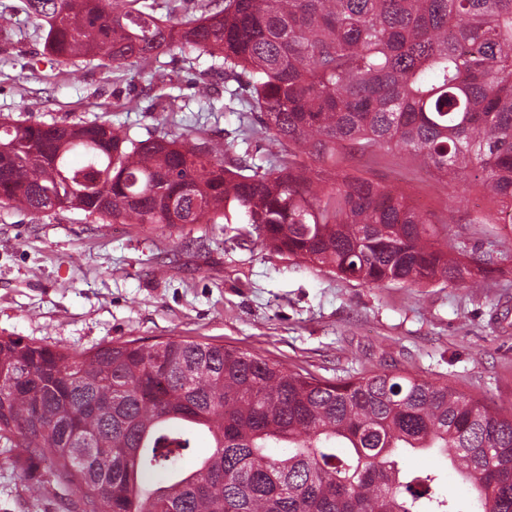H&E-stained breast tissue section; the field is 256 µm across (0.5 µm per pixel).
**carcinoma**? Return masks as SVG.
I'll return each instance as SVG.
<instances>
[{"instance_id": "carcinoma-1", "label": "carcinoma", "mask_w": 512, "mask_h": 512, "mask_svg": "<svg viewBox=\"0 0 512 512\" xmlns=\"http://www.w3.org/2000/svg\"><path fill=\"white\" fill-rule=\"evenodd\" d=\"M21 2L57 58L209 56L274 162H226L200 131L1 119V203L121 224L242 214L272 250L371 286L474 282L493 263L346 162L402 152L448 185L471 179L512 224V0H228L175 23L139 0ZM203 433L209 454L187 461ZM0 439L23 482L74 492L64 512H461L439 472L404 468L418 451L447 459L476 512H512V412L204 341L71 352L0 336Z\"/></svg>"}]
</instances>
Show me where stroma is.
Returning a JSON list of instances; mask_svg holds the SVG:
<instances>
[{
  "instance_id": "stroma-1",
  "label": "stroma",
  "mask_w": 512,
  "mask_h": 512,
  "mask_svg": "<svg viewBox=\"0 0 512 512\" xmlns=\"http://www.w3.org/2000/svg\"><path fill=\"white\" fill-rule=\"evenodd\" d=\"M19 6L0 0V11L14 13L0 29V118L105 121L144 139L169 117L170 135L198 127L229 156L247 151L264 163L263 141L244 140L239 103L222 76L207 73L208 58L175 50L135 68L62 61ZM203 86L213 105L198 102ZM370 176L400 185L463 249L493 255V272L474 286L372 287L266 248L244 224L147 227L0 205V336L77 351L178 336L324 379L387 372L445 381L512 411V228L483 223L495 208L473 185L444 186L406 155L388 156ZM404 465L440 470L442 492L469 512L467 487L446 461L415 453ZM71 495H34L0 468V512H60Z\"/></svg>"
}]
</instances>
